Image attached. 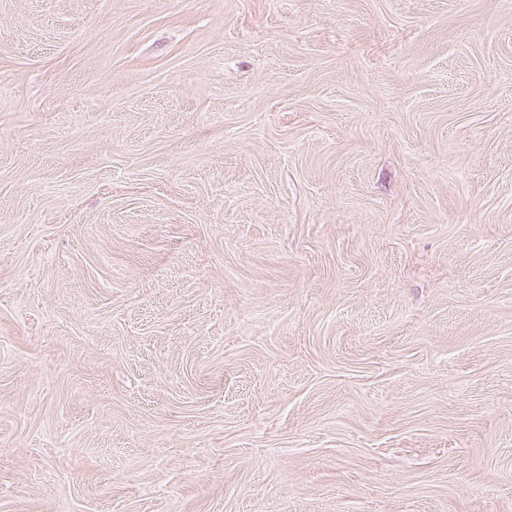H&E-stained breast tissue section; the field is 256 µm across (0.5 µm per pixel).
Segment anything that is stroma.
Wrapping results in <instances>:
<instances>
[{"label":"stroma","mask_w":512,"mask_h":512,"mask_svg":"<svg viewBox=\"0 0 512 512\" xmlns=\"http://www.w3.org/2000/svg\"><path fill=\"white\" fill-rule=\"evenodd\" d=\"M0 512H512V0H0Z\"/></svg>","instance_id":"stroma-1"}]
</instances>
